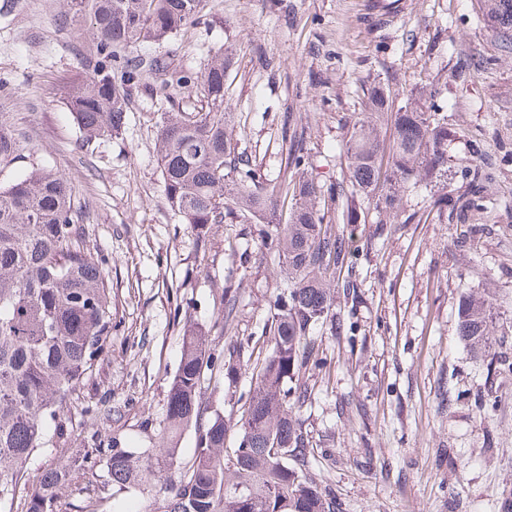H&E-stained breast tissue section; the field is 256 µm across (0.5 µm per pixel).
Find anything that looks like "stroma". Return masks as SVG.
<instances>
[{"instance_id": "35a3bbf8", "label": "stroma", "mask_w": 512, "mask_h": 512, "mask_svg": "<svg viewBox=\"0 0 512 512\" xmlns=\"http://www.w3.org/2000/svg\"><path fill=\"white\" fill-rule=\"evenodd\" d=\"M90 23L72 0H0V121L22 136L0 182L33 166L64 175L112 288L110 353L67 406V436L26 463L15 512L54 459L160 447L185 327L206 331L234 364L271 350L282 263L261 240L275 227L238 220L198 241L169 206L158 164L162 112H196L200 76L226 49L233 137L267 179L285 173L286 130L303 132L321 186L343 178L344 144L374 87L402 100L430 84L447 103V181L407 189L398 217L361 204L365 222L343 228L348 258L330 288L341 328L315 332L302 373L311 396L292 414L309 441L304 474L338 512H512V50L477 0H205L185 32L146 48L188 79L173 104L139 91L119 135L87 142L65 91L96 51ZM476 173L481 209L460 221L434 207L441 194H466ZM472 292L491 304L483 357L456 332ZM249 386V375L220 372L202 383L231 449ZM107 481L102 461L74 474L57 512H153L152 495H115Z\"/></svg>"}]
</instances>
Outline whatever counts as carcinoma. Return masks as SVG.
Returning <instances> with one entry per match:
<instances>
[{"mask_svg": "<svg viewBox=\"0 0 512 512\" xmlns=\"http://www.w3.org/2000/svg\"><path fill=\"white\" fill-rule=\"evenodd\" d=\"M204 0H76L94 23L93 57L81 61L82 73L66 91V107L86 141L117 134L126 124L132 91L173 102L187 83L160 58L134 50L181 32L202 12ZM482 15L503 47L512 50V0H478ZM224 53L201 75L200 111L162 113L158 134L159 166L165 197L176 214L205 242L215 224L238 218L274 224L275 247L282 252L285 291L275 302L269 333L271 354L238 366L224 365L207 347L200 329L185 331L181 359L168 393L161 455L149 450L107 449L108 485L121 491L158 485L164 498L157 512H336L334 501L288 466L308 462L301 424L288 413L289 395L303 403L308 388L288 384L307 366L314 349L312 331L330 314L328 282L343 267L344 238L325 220L336 191L375 201V209L398 213L406 185L445 178L448 173V122L440 108L419 106L427 90L419 88L395 102L382 88L373 90L362 118L346 141V184L327 188L301 170L302 142L285 144L291 180L254 184L255 171L238 151L224 107ZM121 69L115 79L114 69ZM393 127L385 148L378 129ZM21 144L0 123V164L13 161ZM292 193L288 213L279 210L282 195ZM479 178L454 206L480 208ZM84 206L68 180L33 167L10 184L0 185V503L11 500L27 459L68 434L64 417L76 389L94 364L108 354L112 335V291L82 233ZM490 304L469 293L458 309V336L476 354L490 348ZM225 368L232 380L241 369L253 389L240 419L239 447L224 449L227 427L219 413L201 423V380L207 371ZM197 430L193 455L177 448L188 426ZM274 436L286 447L284 457L266 447ZM94 467L89 453L70 455L48 468L31 493L25 512H56V488L67 472ZM234 483L224 484V472Z\"/></svg>", "mask_w": 512, "mask_h": 512, "instance_id": "1", "label": "carcinoma"}]
</instances>
